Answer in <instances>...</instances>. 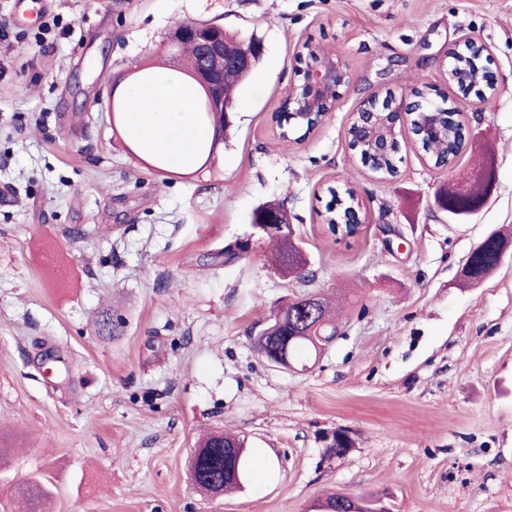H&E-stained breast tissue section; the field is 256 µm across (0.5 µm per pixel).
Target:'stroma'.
<instances>
[{
  "label": "stroma",
  "instance_id": "35a3bbf8",
  "mask_svg": "<svg viewBox=\"0 0 512 512\" xmlns=\"http://www.w3.org/2000/svg\"><path fill=\"white\" fill-rule=\"evenodd\" d=\"M192 21L263 55L224 145L159 169L112 101ZM0 27V188L14 196L0 203V444L15 451L0 501L41 480L49 512H317L334 493L381 495L391 512H512V256L476 287L462 271L488 233L512 240V0H0ZM472 35L497 93L471 113L467 152L448 172L409 147L377 180L349 149V113L419 81L448 93L440 60ZM307 44L352 79L314 135L278 141L269 116ZM484 160L488 201L455 221L435 197ZM346 186L367 220L340 241L325 215ZM268 202L288 212L305 278L272 268L273 241L252 229ZM40 241L68 262L66 288ZM311 293L335 304V339L307 370L268 362L254 336ZM102 306L120 336L96 334ZM339 428L355 446L336 457L325 438ZM217 429L245 440L247 464L241 488L213 497L189 460Z\"/></svg>",
  "mask_w": 512,
  "mask_h": 512
}]
</instances>
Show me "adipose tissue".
I'll return each instance as SVG.
<instances>
[{
    "label": "adipose tissue",
    "instance_id": "adipose-tissue-1",
    "mask_svg": "<svg viewBox=\"0 0 512 512\" xmlns=\"http://www.w3.org/2000/svg\"><path fill=\"white\" fill-rule=\"evenodd\" d=\"M148 79L131 77L123 97L128 103L119 123L139 154L174 158L192 167L202 145L211 143L213 132L196 121L197 91L183 73L153 67Z\"/></svg>",
    "mask_w": 512,
    "mask_h": 512
}]
</instances>
